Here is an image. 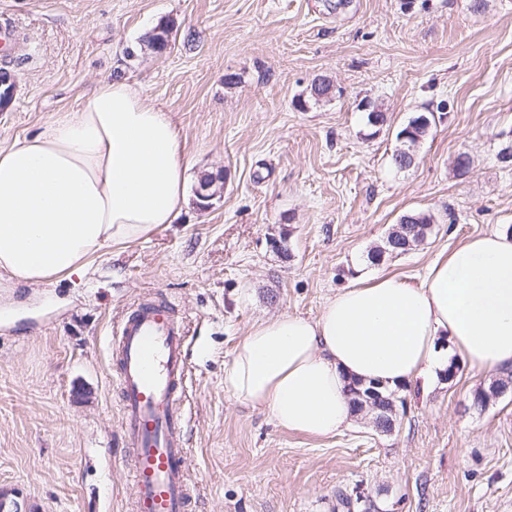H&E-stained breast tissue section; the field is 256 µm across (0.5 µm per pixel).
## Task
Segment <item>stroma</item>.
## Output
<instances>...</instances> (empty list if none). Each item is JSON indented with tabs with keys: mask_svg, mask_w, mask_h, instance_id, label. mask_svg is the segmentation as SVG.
Instances as JSON below:
<instances>
[{
	"mask_svg": "<svg viewBox=\"0 0 512 512\" xmlns=\"http://www.w3.org/2000/svg\"><path fill=\"white\" fill-rule=\"evenodd\" d=\"M335 2L0 0L19 77L0 148L120 78L171 114L186 165L176 223L94 256L84 276L0 285V491L24 512H126L109 340L148 294L188 331L190 512H344L341 491L360 495L353 512H512V390L472 405L493 376L463 366L403 388L384 435L363 413L334 435L295 433L224 386L255 321L315 318L359 275L417 279L467 237L512 234V0ZM162 25L159 54L143 33ZM318 77L333 86L319 102ZM422 113L430 131L398 169L397 134ZM207 174L224 192L201 211ZM412 213L433 217L426 239L371 261Z\"/></svg>",
	"mask_w": 512,
	"mask_h": 512,
	"instance_id": "obj_1",
	"label": "stroma"
}]
</instances>
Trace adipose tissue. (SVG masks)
Here are the masks:
<instances>
[{
    "label": "adipose tissue",
    "instance_id": "obj_1",
    "mask_svg": "<svg viewBox=\"0 0 512 512\" xmlns=\"http://www.w3.org/2000/svg\"><path fill=\"white\" fill-rule=\"evenodd\" d=\"M184 172L170 114L128 81L99 84L80 109L0 150V272L24 284L82 275L92 256L178 221ZM453 359L512 373L510 234L462 240L416 283L359 278L316 318L257 320L224 385L276 425L325 436L351 423V382L430 385Z\"/></svg>",
    "mask_w": 512,
    "mask_h": 512
}]
</instances>
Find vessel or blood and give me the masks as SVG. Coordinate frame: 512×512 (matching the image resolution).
<instances>
[{
    "label": "vessel or blood",
    "mask_w": 512,
    "mask_h": 512,
    "mask_svg": "<svg viewBox=\"0 0 512 512\" xmlns=\"http://www.w3.org/2000/svg\"><path fill=\"white\" fill-rule=\"evenodd\" d=\"M133 485L128 512H188L196 493L181 410L188 378L183 322L162 300L129 305L111 339Z\"/></svg>",
    "instance_id": "1"
}]
</instances>
